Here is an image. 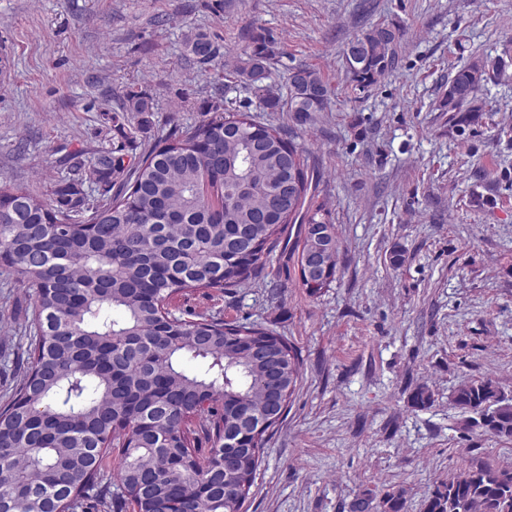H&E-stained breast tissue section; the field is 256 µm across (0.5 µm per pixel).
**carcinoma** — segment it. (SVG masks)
Here are the masks:
<instances>
[{
    "label": "carcinoma",
    "mask_w": 512,
    "mask_h": 512,
    "mask_svg": "<svg viewBox=\"0 0 512 512\" xmlns=\"http://www.w3.org/2000/svg\"><path fill=\"white\" fill-rule=\"evenodd\" d=\"M400 28L377 24L346 44L345 78L365 90L393 68ZM198 61L218 45L189 41ZM274 52L262 36L235 74L268 112L314 119L334 91L313 68L294 69L283 97L268 79ZM512 49L456 68L439 108L460 127L486 111L482 90L507 77ZM102 111L116 124H140L154 99L133 87ZM214 116L175 128L139 161L120 151L76 158L81 180L61 186L56 204L0 182V247L18 282L37 290V342L18 397L0 411V512H70L119 448L113 505L138 512H241L270 430L282 419L301 376L296 349L255 323L175 316L187 292L236 286L268 263L285 225L300 231L298 278L313 295L339 271L335 225L308 200L311 168L281 128L250 113L207 102ZM97 185L91 200L81 188ZM419 383L409 407L428 410ZM466 414L464 429L512 441V391L491 376L469 378L448 396ZM212 424L204 453L191 429ZM406 490L363 489L350 512H405ZM423 512H512V469L473 461L436 482Z\"/></svg>",
    "instance_id": "obj_1"
}]
</instances>
